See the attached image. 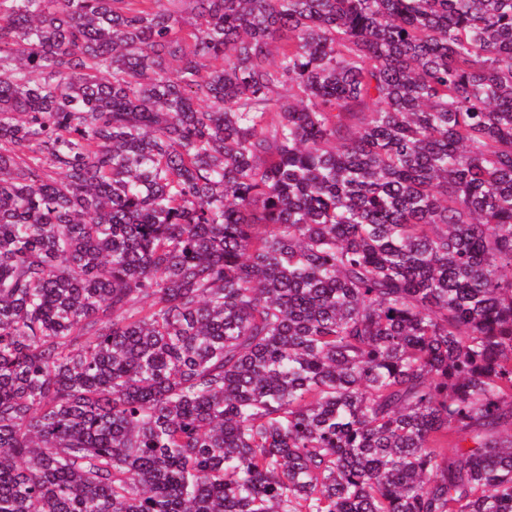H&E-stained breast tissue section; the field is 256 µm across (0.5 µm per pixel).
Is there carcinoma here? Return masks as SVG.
I'll use <instances>...</instances> for the list:
<instances>
[{"label":"carcinoma","instance_id":"obj_1","mask_svg":"<svg viewBox=\"0 0 512 512\" xmlns=\"http://www.w3.org/2000/svg\"><path fill=\"white\" fill-rule=\"evenodd\" d=\"M0 512H512V0H0Z\"/></svg>","mask_w":512,"mask_h":512}]
</instances>
